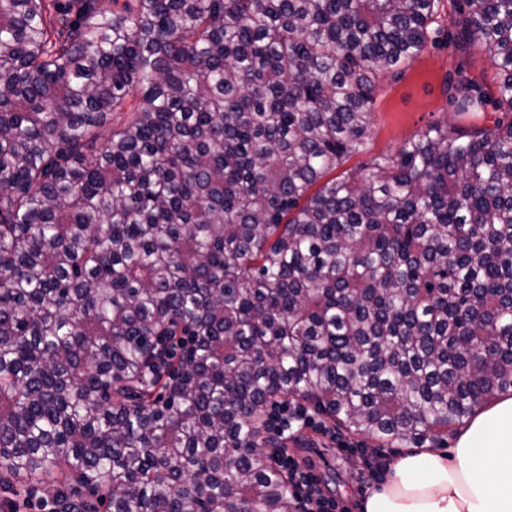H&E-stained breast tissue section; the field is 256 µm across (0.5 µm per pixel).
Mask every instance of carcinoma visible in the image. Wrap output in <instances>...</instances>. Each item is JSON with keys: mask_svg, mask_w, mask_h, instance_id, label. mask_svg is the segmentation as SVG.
Instances as JSON below:
<instances>
[{"mask_svg": "<svg viewBox=\"0 0 512 512\" xmlns=\"http://www.w3.org/2000/svg\"><path fill=\"white\" fill-rule=\"evenodd\" d=\"M451 2L494 127L336 177L441 0H0V490L299 512L271 402L417 447L512 390V0Z\"/></svg>", "mask_w": 512, "mask_h": 512, "instance_id": "1", "label": "carcinoma"}]
</instances>
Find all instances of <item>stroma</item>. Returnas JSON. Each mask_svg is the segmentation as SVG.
<instances>
[{
    "label": "stroma",
    "instance_id": "obj_1",
    "mask_svg": "<svg viewBox=\"0 0 512 512\" xmlns=\"http://www.w3.org/2000/svg\"><path fill=\"white\" fill-rule=\"evenodd\" d=\"M452 78L464 80L478 91L487 102L485 109L472 115L455 112L444 93L445 81ZM497 92L495 68L479 47L462 52L441 41L426 47L396 75L379 81L368 136L361 150L342 164V171L357 170L375 158L392 157L406 139L433 124L458 131L493 126L498 116L494 105ZM340 440L354 444L355 452H341L336 446ZM286 446L290 453L314 461L322 490L347 512H361V501L376 484L372 470L395 454L375 438L342 429L329 437L306 427L288 439Z\"/></svg>",
    "mask_w": 512,
    "mask_h": 512
}]
</instances>
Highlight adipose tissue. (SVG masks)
Instances as JSON below:
<instances>
[{"mask_svg":"<svg viewBox=\"0 0 512 512\" xmlns=\"http://www.w3.org/2000/svg\"><path fill=\"white\" fill-rule=\"evenodd\" d=\"M387 468L362 512H512V394L468 419L449 451L412 448Z\"/></svg>","mask_w":512,"mask_h":512,"instance_id":"obj_1","label":"adipose tissue"}]
</instances>
